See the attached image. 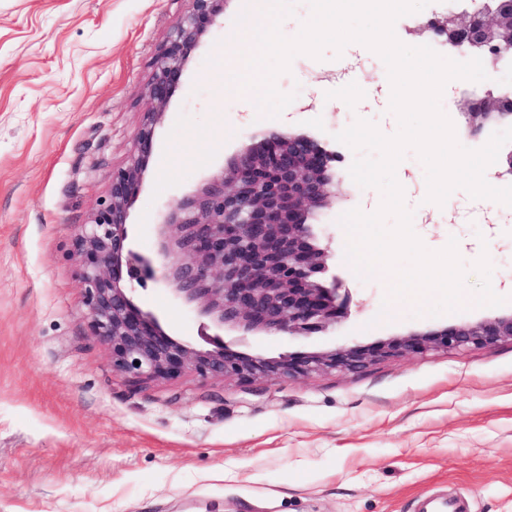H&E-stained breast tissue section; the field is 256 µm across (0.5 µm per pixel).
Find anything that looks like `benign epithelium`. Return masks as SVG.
<instances>
[{
	"label": "benign epithelium",
	"instance_id": "benign-epithelium-1",
	"mask_svg": "<svg viewBox=\"0 0 512 512\" xmlns=\"http://www.w3.org/2000/svg\"><path fill=\"white\" fill-rule=\"evenodd\" d=\"M187 13L159 47L146 94L151 109L134 138L127 164L112 174L107 198L73 238L81 264L90 330L112 354V367L133 379H164L186 371L208 379H255L357 371L377 357L429 349H491L512 342V314L412 334L374 347L354 345L276 358L250 357L223 339L210 347L167 334L137 307L129 281L153 279V259L128 239L129 209L144 178L162 119L192 51L220 20L228 0H188ZM420 31L451 48L484 58L512 55V0H483L475 11L428 18ZM469 134L494 117L512 115V89L465 93L458 103ZM333 156L300 133L270 132L239 154L231 173L175 201L161 224L177 233L181 259L171 267L174 292L198 301L219 326L308 336L345 317L347 298L327 285L328 251L308 218L336 198ZM139 365H134V362Z\"/></svg>",
	"mask_w": 512,
	"mask_h": 512
}]
</instances>
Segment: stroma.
Wrapping results in <instances>:
<instances>
[{"label": "stroma", "instance_id": "1", "mask_svg": "<svg viewBox=\"0 0 512 512\" xmlns=\"http://www.w3.org/2000/svg\"><path fill=\"white\" fill-rule=\"evenodd\" d=\"M188 0H0V512H418L458 495L471 512H512V343L382 357L358 372L243 384L233 378L132 380L89 329L78 225L128 161L150 102L158 48ZM261 0H228L224 21L192 54L155 130L145 181L128 218L131 247L174 251L159 224L176 200L230 170L274 128L241 109L226 70L255 47ZM372 51L296 56L276 84L295 93L292 131L335 156L336 197L318 211L326 280L348 315L308 336L225 327L242 354L278 358L382 342L512 313V207L488 218L462 190L423 223L425 169L407 149L396 176L427 249L449 239L467 269L465 310L417 315L388 299V279H359L339 217L371 189L351 179L355 154L336 133L364 118L388 136L396 118L359 108L364 83L386 76ZM492 254H485L487 239ZM501 284L500 293L492 285ZM131 296L163 329L198 342L212 326L166 280Z\"/></svg>", "mask_w": 512, "mask_h": 512}]
</instances>
